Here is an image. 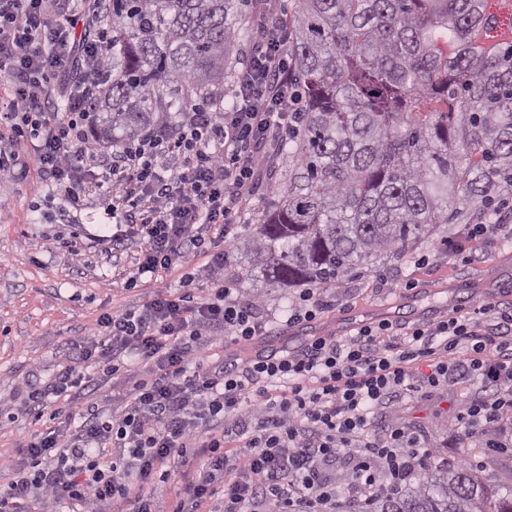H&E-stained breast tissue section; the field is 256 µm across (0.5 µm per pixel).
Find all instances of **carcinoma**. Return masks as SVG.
Segmentation results:
<instances>
[{"label":"carcinoma","mask_w":512,"mask_h":512,"mask_svg":"<svg viewBox=\"0 0 512 512\" xmlns=\"http://www.w3.org/2000/svg\"><path fill=\"white\" fill-rule=\"evenodd\" d=\"M247 2L112 0V81L90 136L131 142L197 103L223 107ZM490 4L294 0L288 182L249 242L269 282L335 288L512 192V14ZM369 512H512V489L430 468Z\"/></svg>","instance_id":"obj_1"}]
</instances>
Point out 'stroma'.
Returning a JSON list of instances; mask_svg holds the SVG:
<instances>
[{
  "mask_svg": "<svg viewBox=\"0 0 512 512\" xmlns=\"http://www.w3.org/2000/svg\"><path fill=\"white\" fill-rule=\"evenodd\" d=\"M287 180L279 158H272L224 262L226 280L245 293L264 296L273 341L296 347L316 336H346L353 317L403 327L439 320L455 309L465 313L487 303L512 306V243L477 239L467 243L465 252L451 253L444 242L459 230L452 224L437 229L409 254L375 261L351 276L345 287L322 289L328 309L310 322L288 326L296 289L272 286L253 270L248 248ZM111 229L108 193L87 196L71 211L44 186L37 170H30L22 183L0 178V486L24 462L30 438L46 432L52 415L67 408L66 398L54 397L43 417L34 418L28 392L64 370L69 348L86 340L104 310L138 308L156 291L180 285L182 272L175 268L126 287L130 254L117 264L99 248L74 255L62 245L75 233ZM391 279L398 280V287H388ZM476 392V386L461 382L444 392L405 396L380 409L375 425L407 426L433 445L449 469L467 468L493 488L512 487V451L495 452L481 442L458 438L455 418Z\"/></svg>",
  "mask_w": 512,
  "mask_h": 512,
  "instance_id": "obj_1",
  "label": "stroma"
}]
</instances>
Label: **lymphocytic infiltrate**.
I'll return each mask as SVG.
<instances>
[{
    "label": "lymphocytic infiltrate",
    "instance_id": "lymphocytic-infiltrate-1",
    "mask_svg": "<svg viewBox=\"0 0 512 512\" xmlns=\"http://www.w3.org/2000/svg\"><path fill=\"white\" fill-rule=\"evenodd\" d=\"M110 2L0 0V66L12 78L0 103L10 131L0 136V176L38 166L75 206L110 193L116 230L91 235V246L116 254L139 242L129 282L178 267L181 287L137 310L104 312L81 368L32 392L38 413L49 397L88 389L86 369L125 352L145 365L120 404L77 403L79 425L30 439L26 464L0 487V512H342L349 500L365 512L435 458L406 427L376 430V410L459 377L480 389L457 417L465 436L511 448V307L484 304L402 333L383 320L275 357L200 362L212 329L243 347L267 333L261 297L226 281L224 256L271 161L269 144L287 137L298 110L288 25L265 5L234 110L191 107L173 128L151 127L107 158L88 128L89 104L111 77ZM201 255L208 264L198 270ZM201 285L207 294L195 297ZM186 468L190 481L159 506L155 484Z\"/></svg>",
    "mask_w": 512,
    "mask_h": 512
}]
</instances>
